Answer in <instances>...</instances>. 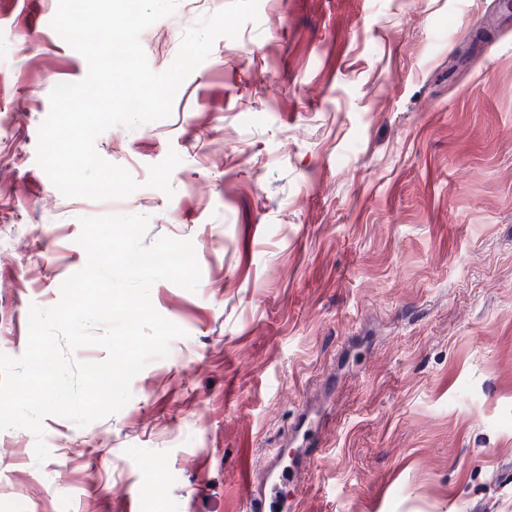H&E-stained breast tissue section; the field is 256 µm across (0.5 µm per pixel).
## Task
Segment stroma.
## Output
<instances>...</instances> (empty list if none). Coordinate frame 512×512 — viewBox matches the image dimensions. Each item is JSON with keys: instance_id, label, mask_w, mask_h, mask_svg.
<instances>
[{"instance_id": "obj_1", "label": "stroma", "mask_w": 512, "mask_h": 512, "mask_svg": "<svg viewBox=\"0 0 512 512\" xmlns=\"http://www.w3.org/2000/svg\"><path fill=\"white\" fill-rule=\"evenodd\" d=\"M229 0H179L141 35L153 70ZM495 0H259L170 117L98 153L140 182L67 198L36 162L49 94L86 60L57 0H0V354L86 263L80 217L192 241L181 327L118 413L0 431V512H246V463L299 447L288 512H512V14ZM176 151L173 195L146 187Z\"/></svg>"}]
</instances>
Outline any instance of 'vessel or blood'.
I'll list each match as a JSON object with an SVG mask.
<instances>
[{
    "label": "vessel or blood",
    "instance_id": "1",
    "mask_svg": "<svg viewBox=\"0 0 512 512\" xmlns=\"http://www.w3.org/2000/svg\"><path fill=\"white\" fill-rule=\"evenodd\" d=\"M284 457L272 452L262 469L246 467L242 473L247 512H279L285 502L286 488L294 480L284 469Z\"/></svg>",
    "mask_w": 512,
    "mask_h": 512
}]
</instances>
